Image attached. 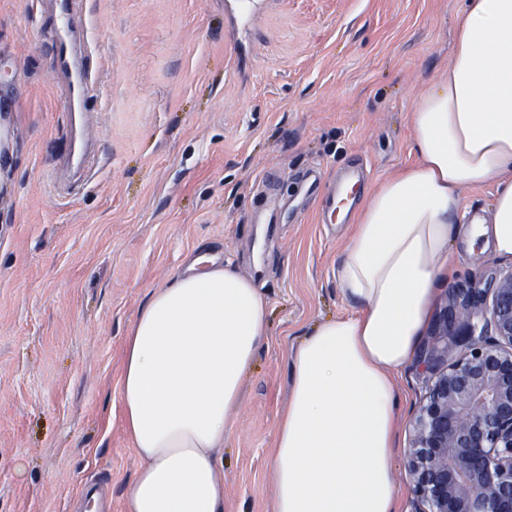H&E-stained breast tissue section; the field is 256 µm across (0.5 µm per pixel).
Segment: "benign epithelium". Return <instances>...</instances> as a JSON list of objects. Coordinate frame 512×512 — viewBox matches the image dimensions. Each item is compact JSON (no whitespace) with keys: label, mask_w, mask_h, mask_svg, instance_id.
I'll return each instance as SVG.
<instances>
[{"label":"benign epithelium","mask_w":512,"mask_h":512,"mask_svg":"<svg viewBox=\"0 0 512 512\" xmlns=\"http://www.w3.org/2000/svg\"><path fill=\"white\" fill-rule=\"evenodd\" d=\"M433 336L459 348L419 365L428 392L412 419V512H512V267L481 290L454 286Z\"/></svg>","instance_id":"1"}]
</instances>
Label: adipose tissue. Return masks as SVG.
Returning a JSON list of instances; mask_svg holds the SVG:
<instances>
[{
  "mask_svg": "<svg viewBox=\"0 0 512 512\" xmlns=\"http://www.w3.org/2000/svg\"><path fill=\"white\" fill-rule=\"evenodd\" d=\"M415 159L357 210L336 279L354 314L323 320L290 354L292 399L269 477L275 512H401L392 481L400 399L459 239L512 259V0H463L448 78L416 99ZM492 188L466 223L463 191ZM266 300L208 253L156 290L131 327L121 410L144 460L126 512H224L213 448L266 341Z\"/></svg>",
  "mask_w": 512,
  "mask_h": 512,
  "instance_id": "ef3b65f1",
  "label": "adipose tissue"
}]
</instances>
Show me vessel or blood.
<instances>
[{
	"label": "vessel or blood",
	"instance_id": "obj_1",
	"mask_svg": "<svg viewBox=\"0 0 512 512\" xmlns=\"http://www.w3.org/2000/svg\"><path fill=\"white\" fill-rule=\"evenodd\" d=\"M263 4L264 0H233L236 30L245 29ZM31 20L50 44L51 71L57 79L67 115L70 146L51 164L50 178L57 188L75 194L103 160L99 142L88 134L98 124L99 115L87 107L88 101L103 93L98 77L99 44L88 23L86 0H37ZM320 182L319 172L308 170L300 181L299 191L306 196L319 194L328 220H335L340 188L335 185L324 190ZM261 199V205L250 215L251 223H282L288 213L287 200L266 192Z\"/></svg>",
	"mask_w": 512,
	"mask_h": 512
}]
</instances>
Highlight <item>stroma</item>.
<instances>
[{
	"instance_id": "1",
	"label": "stroma",
	"mask_w": 512,
	"mask_h": 512,
	"mask_svg": "<svg viewBox=\"0 0 512 512\" xmlns=\"http://www.w3.org/2000/svg\"><path fill=\"white\" fill-rule=\"evenodd\" d=\"M225 0H87L104 97L96 130L108 165L77 195L47 169L66 146L49 46L35 0H0V512H70L84 477L112 485V512L143 464L120 415L128 329L158 288L208 247L251 276L256 185L293 191L319 167L324 184L364 159L368 198L411 160L409 115L447 79L460 0H266L232 37ZM348 225H325L304 199L256 279L267 342L215 448L224 512H274L268 477L291 399L289 355L329 317L352 314L334 272ZM452 281L484 287L511 263L457 242ZM451 281V282H452ZM402 422L393 480L410 512L411 418L426 380L397 377Z\"/></svg>"
}]
</instances>
